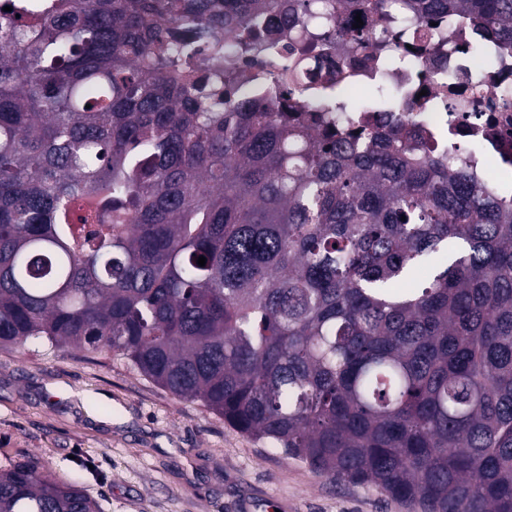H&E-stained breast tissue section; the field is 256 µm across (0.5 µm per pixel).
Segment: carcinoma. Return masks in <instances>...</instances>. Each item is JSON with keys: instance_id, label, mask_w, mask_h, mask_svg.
Listing matches in <instances>:
<instances>
[{"instance_id": "cac0c4a2", "label": "carcinoma", "mask_w": 512, "mask_h": 512, "mask_svg": "<svg viewBox=\"0 0 512 512\" xmlns=\"http://www.w3.org/2000/svg\"><path fill=\"white\" fill-rule=\"evenodd\" d=\"M271 2L0 0V347L117 353L410 512H512V191L468 142L350 127L389 97L309 99ZM409 2L396 43L463 12L472 53L512 44V0ZM206 49L275 85L202 82ZM0 512L100 510L23 461ZM234 66L243 84L250 86L256 94L264 93V90L257 86L253 80L254 74L263 70L260 59L248 55H239L234 61Z\"/></svg>"}]
</instances>
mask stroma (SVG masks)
<instances>
[{
  "instance_id": "obj_1",
  "label": "stroma",
  "mask_w": 512,
  "mask_h": 512,
  "mask_svg": "<svg viewBox=\"0 0 512 512\" xmlns=\"http://www.w3.org/2000/svg\"><path fill=\"white\" fill-rule=\"evenodd\" d=\"M19 461L78 483L100 512H407L316 476L120 356L40 341L0 348V469Z\"/></svg>"
}]
</instances>
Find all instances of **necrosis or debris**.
<instances>
[{
	"mask_svg": "<svg viewBox=\"0 0 512 512\" xmlns=\"http://www.w3.org/2000/svg\"><path fill=\"white\" fill-rule=\"evenodd\" d=\"M391 0H365L359 14L338 15L325 33L320 60L306 58L303 83L310 94L324 88L349 91L370 85L382 78L395 94L396 116L418 122L425 135L448 134L473 143L475 152L463 164L473 170L486 167L487 157L512 169V105L503 106L502 86H512V47L490 45L482 62L471 61L468 45L473 38V23L466 15L440 19L432 43L415 53V71L383 69L375 43L383 37L377 21L389 12ZM362 19L361 30L370 45L347 49L345 42L355 31V19ZM453 75L459 91L452 97L428 99L427 90L441 89L446 75ZM483 85L485 94L474 91Z\"/></svg>",
	"mask_w": 512,
	"mask_h": 512,
	"instance_id": "1",
	"label": "necrosis or debris"
}]
</instances>
